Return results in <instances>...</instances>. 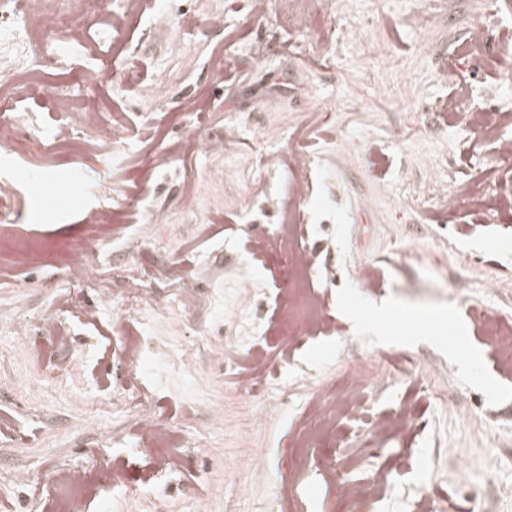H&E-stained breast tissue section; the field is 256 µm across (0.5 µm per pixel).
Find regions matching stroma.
I'll list each match as a JSON object with an SVG mask.
<instances>
[{"mask_svg":"<svg viewBox=\"0 0 512 512\" xmlns=\"http://www.w3.org/2000/svg\"><path fill=\"white\" fill-rule=\"evenodd\" d=\"M107 2L101 41L52 67L16 69L19 92L68 86L118 134L107 146L85 129L79 151L46 114L24 111L42 148L0 153V178L16 187L0 222V512H72L77 502L83 512H416L423 499L438 512H512V470L491 475L478 462L490 448L512 459V357L495 345L512 334V209L451 214L428 186L433 174L447 189L496 175L494 141L456 115L463 102L512 113V82L476 65L468 43L485 0H339L333 15L314 13L308 34L288 18L300 0L260 15L252 0ZM368 17L366 39L352 42ZM88 62L101 80L86 93ZM146 84L161 98L143 96ZM207 140L223 153L206 152ZM299 149L313 160L304 174L287 165ZM266 155L280 165L264 169ZM300 178L310 220L294 223V241L318 265L291 274L284 250L258 254L251 243L291 221L288 184ZM199 189L200 219L190 197ZM152 211L168 228L153 229ZM419 252L464 294L435 287ZM77 255L89 267L80 283L69 274ZM242 266L262 291L264 330L228 371L231 313L204 299ZM370 274L378 286L363 289ZM130 276L162 308L159 326L126 317ZM382 304L387 314L374 315ZM304 305L335 328L283 349ZM48 307L59 335L40 326ZM175 340L188 378L169 388L154 367ZM256 353L259 374L247 361ZM410 355L423 372H406ZM357 364L389 380L369 385L363 415L337 417L341 440L322 445L307 405ZM256 399L274 406L258 424ZM404 407L410 428L382 437L371 457V419ZM144 411L169 434L142 439ZM171 457L176 470L157 484ZM330 458L348 478L380 479L385 494L345 504ZM244 460L263 466L239 470ZM466 484L483 488L482 504Z\"/></svg>","mask_w":512,"mask_h":512,"instance_id":"35a3bbf8","label":"stroma"}]
</instances>
